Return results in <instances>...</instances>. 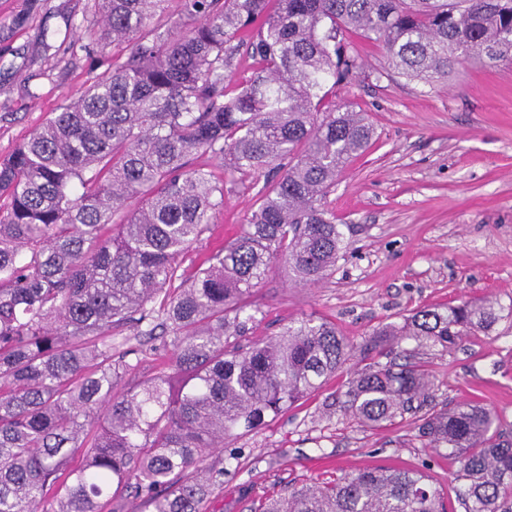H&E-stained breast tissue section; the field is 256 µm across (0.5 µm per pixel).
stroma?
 Listing matches in <instances>:
<instances>
[{"label":"stroma","mask_w":512,"mask_h":512,"mask_svg":"<svg viewBox=\"0 0 512 512\" xmlns=\"http://www.w3.org/2000/svg\"><path fill=\"white\" fill-rule=\"evenodd\" d=\"M90 0H0V158L10 155L78 88L108 71L128 45H84ZM349 42L360 68L336 100L374 128L327 194L348 241L334 272L296 283L273 263L257 286L247 341L277 335L313 315L336 326L353 355L323 388L225 447L224 487L206 512H255L266 497L370 466L424 470L454 512L459 468L449 449L424 447L415 415L380 430L325 409L385 325L414 311L463 301L512 304V64L471 56L447 82L429 86L394 74L376 43ZM264 186L224 179V206L190 248L205 263L239 232ZM137 382L167 369L171 344L128 332L112 339ZM413 355L434 377V409L478 401L512 437V318L491 334L450 347L406 338L392 356Z\"/></svg>","instance_id":"35a3bbf8"}]
</instances>
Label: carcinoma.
I'll return each mask as SVG.
<instances>
[{"label": "carcinoma", "mask_w": 512, "mask_h": 512, "mask_svg": "<svg viewBox=\"0 0 512 512\" xmlns=\"http://www.w3.org/2000/svg\"><path fill=\"white\" fill-rule=\"evenodd\" d=\"M184 31L146 21L168 0H92L89 43L131 45L0 158V512H102L120 497L145 512H204L224 475L219 450L317 392L351 356L336 325L293 321L241 344L253 288L284 261L317 283L347 241L322 205L373 128L329 98L381 45L394 73L447 81L459 59L512 56V0H179ZM251 70L239 69L241 51ZM211 152L257 207L207 266L184 267L224 206ZM142 205L120 223L129 199ZM117 231L105 238L107 224ZM512 316L497 302L421 309L369 351L412 336L455 345ZM170 337L171 371L122 385L112 337ZM423 365L375 362L349 379L340 411L380 428L423 407ZM418 437L459 462L465 512H512V440L466 402L419 417ZM65 489L52 500L49 490ZM261 512H447L424 472L366 467L302 485Z\"/></svg>", "instance_id": "1"}]
</instances>
